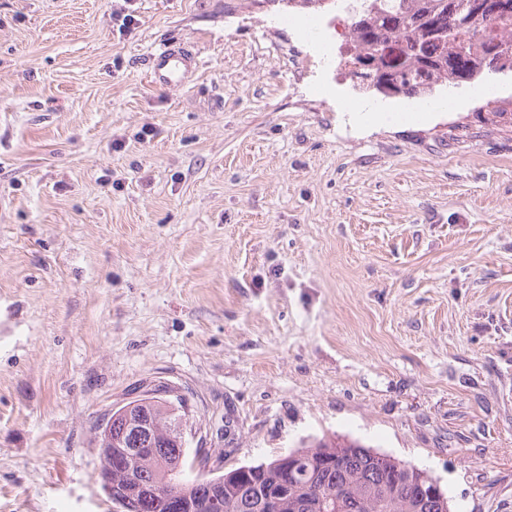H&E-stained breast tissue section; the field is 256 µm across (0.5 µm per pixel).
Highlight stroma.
<instances>
[{
    "label": "stroma",
    "instance_id": "35a3bbf8",
    "mask_svg": "<svg viewBox=\"0 0 512 512\" xmlns=\"http://www.w3.org/2000/svg\"><path fill=\"white\" fill-rule=\"evenodd\" d=\"M313 12L0 0V512H113L92 427L158 388L211 473L335 436L512 512V80L346 111ZM194 54L185 47H164L152 56L150 82L160 87L182 85L186 73L195 65Z\"/></svg>",
    "mask_w": 512,
    "mask_h": 512
}]
</instances>
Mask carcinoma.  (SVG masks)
Masks as SVG:
<instances>
[{"mask_svg":"<svg viewBox=\"0 0 512 512\" xmlns=\"http://www.w3.org/2000/svg\"><path fill=\"white\" fill-rule=\"evenodd\" d=\"M489 8L463 0H365L354 15L353 67L374 62L380 77L400 86L407 98L432 97L438 90L471 85L498 72H512V0H494ZM132 411L157 420L155 430L135 434L123 414H112L108 435L114 448H140L133 459L117 457L99 462L114 496L127 492L142 500L143 512H262L255 507L265 490L285 493L280 512H333L336 497L359 500L360 486L344 483L338 472L351 468L363 474L374 470L365 445L347 444V459H332L336 442L325 439L306 447L292 459H274L238 466L200 483L186 474L187 441L178 438L182 405L155 394L135 399ZM135 480L129 482L128 471ZM375 506L352 512H440L427 509L417 487L382 471L377 475Z\"/></svg>","mask_w":512,"mask_h":512,"instance_id":"obj_1","label":"carcinoma"}]
</instances>
